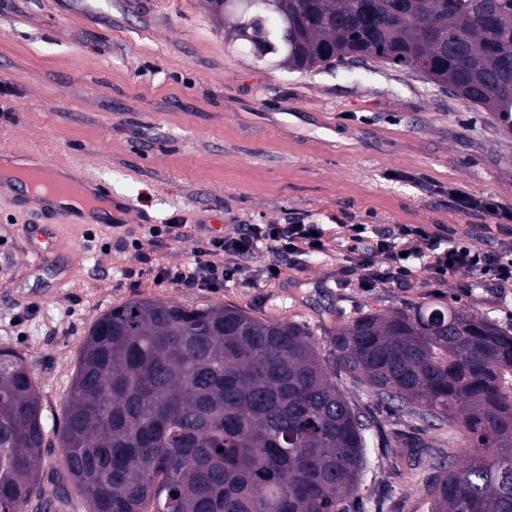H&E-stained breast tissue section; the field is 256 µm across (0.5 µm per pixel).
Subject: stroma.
<instances>
[{"mask_svg":"<svg viewBox=\"0 0 512 512\" xmlns=\"http://www.w3.org/2000/svg\"><path fill=\"white\" fill-rule=\"evenodd\" d=\"M0 141L44 151L55 165L104 184L129 213L121 228L56 222L0 195V348L31 365L43 410L61 419L92 322L133 299L222 303L258 318L305 323L320 350L364 311L450 300L512 325V286L479 289L482 274L448 283L429 273L371 282L339 241L269 278L272 257L246 259L242 281L174 288L141 274L142 256L191 262L241 224H420L451 241L512 249V218L458 209L461 190L512 211V134L493 113L425 77L383 63L309 72L254 64L224 43L207 0H0ZM175 221L177 242L144 234ZM55 224L54 260L29 224ZM68 272L64 288L51 282ZM407 501L416 484L390 458L364 482Z\"/></svg>","mask_w":512,"mask_h":512,"instance_id":"35a3bbf8","label":"stroma"}]
</instances>
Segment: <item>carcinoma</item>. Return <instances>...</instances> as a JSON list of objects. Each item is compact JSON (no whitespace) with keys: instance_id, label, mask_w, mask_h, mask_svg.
Segmentation results:
<instances>
[{"instance_id":"1","label":"carcinoma","mask_w":512,"mask_h":512,"mask_svg":"<svg viewBox=\"0 0 512 512\" xmlns=\"http://www.w3.org/2000/svg\"><path fill=\"white\" fill-rule=\"evenodd\" d=\"M208 3L256 64L382 61L512 127V0ZM383 408L439 437L385 431ZM50 427L31 366L0 348V512H366L371 457L398 444L413 512H512V327L421 301L360 313L323 354L301 323L134 299L84 336L46 474Z\"/></svg>"}]
</instances>
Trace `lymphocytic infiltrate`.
Wrapping results in <instances>:
<instances>
[{"mask_svg": "<svg viewBox=\"0 0 512 512\" xmlns=\"http://www.w3.org/2000/svg\"><path fill=\"white\" fill-rule=\"evenodd\" d=\"M331 239L345 242L362 267L382 260L384 278L396 284L407 282L421 269L440 280L479 272L490 286L512 283V252L494 254L469 244H447L414 224L380 230L372 224L329 227L302 219L286 224L240 225L234 234L210 238L209 248L199 251L193 261L180 266L155 265L151 271L156 281L175 288H220L240 279L244 273L242 259L259 251L272 254L269 268L274 271L282 262L299 261L315 253L317 245Z\"/></svg>", "mask_w": 512, "mask_h": 512, "instance_id": "1", "label": "lymphocytic infiltrate"}]
</instances>
